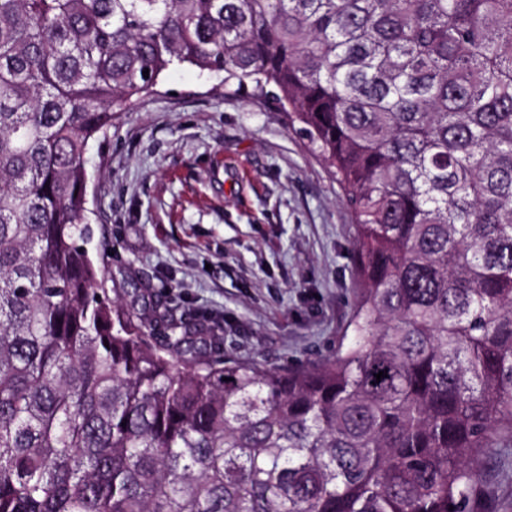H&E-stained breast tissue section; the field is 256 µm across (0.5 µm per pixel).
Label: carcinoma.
<instances>
[{"label": "carcinoma", "instance_id": "1", "mask_svg": "<svg viewBox=\"0 0 512 512\" xmlns=\"http://www.w3.org/2000/svg\"><path fill=\"white\" fill-rule=\"evenodd\" d=\"M176 62L336 169L332 357L226 362L99 291L89 143ZM511 444L512 0H0V512H476Z\"/></svg>", "mask_w": 512, "mask_h": 512}]
</instances>
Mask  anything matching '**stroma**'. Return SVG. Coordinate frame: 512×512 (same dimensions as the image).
Returning <instances> with one entry per match:
<instances>
[{
	"label": "stroma",
	"mask_w": 512,
	"mask_h": 512,
	"mask_svg": "<svg viewBox=\"0 0 512 512\" xmlns=\"http://www.w3.org/2000/svg\"><path fill=\"white\" fill-rule=\"evenodd\" d=\"M110 297L148 289L219 323L225 358L288 369L335 351L357 297L356 219L330 164L270 98L174 65L90 144ZM482 512H512V447L484 457Z\"/></svg>",
	"instance_id": "stroma-1"
}]
</instances>
